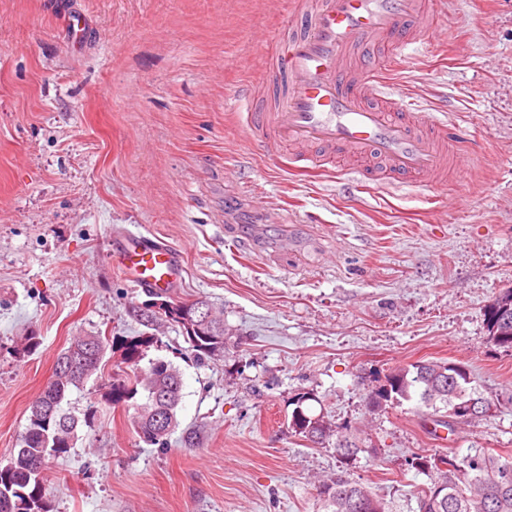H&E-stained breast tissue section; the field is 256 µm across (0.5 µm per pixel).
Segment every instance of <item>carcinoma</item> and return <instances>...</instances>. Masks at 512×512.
I'll use <instances>...</instances> for the list:
<instances>
[{
    "label": "carcinoma",
    "instance_id": "obj_1",
    "mask_svg": "<svg viewBox=\"0 0 512 512\" xmlns=\"http://www.w3.org/2000/svg\"><path fill=\"white\" fill-rule=\"evenodd\" d=\"M152 300L140 308L141 322L152 326L160 320L178 325L185 332L188 349L201 361L224 351V319L214 317L203 333H192L185 315L197 306L206 309L210 304L196 300L191 304L174 302L167 296L146 289ZM489 342L506 351L512 350V317H497L494 305L486 309ZM151 338L138 339L125 346L124 362L138 368L144 359V347ZM107 340L90 332L70 344L57 357L51 380L30 406L22 434L23 443L5 465H0V512H52L47 498L42 470L46 456L61 455L70 449L69 442L77 435L78 427L91 426L94 411L86 409L79 417L62 406L72 389H80L88 378L100 368ZM75 359L84 361L83 367L73 370L66 363ZM454 376H448V372ZM163 382L169 398L165 412L172 422V429L156 437L152 422V391ZM181 379L178 370L169 362L156 359L144 373H133L108 382L105 400L114 406L130 404L133 413L130 423L141 441L160 448L168 447L173 429L178 426L177 409L181 400ZM389 394L392 400L380 404L375 395ZM307 394L294 399L288 427L305 440L322 445L335 438L339 455L349 461L364 451L365 438L358 429L349 425L332 427L322 416L309 414L303 408ZM416 401L418 408H426L435 426L453 433L446 417L459 402L473 401L483 412L497 410L501 402L492 401L474 385L471 371L463 362L451 360H424L395 368L376 379V385L367 395V407L383 411L403 401ZM439 454L413 453L405 459L408 470L417 473H434L430 485L417 492V512H512V456L493 454L483 448L469 450L465 455H449L454 463L446 470L435 466ZM319 512H387L386 502L379 498L368 484L338 476L323 480L317 487Z\"/></svg>",
    "mask_w": 512,
    "mask_h": 512
}]
</instances>
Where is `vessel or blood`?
I'll use <instances>...</instances> for the list:
<instances>
[{"label": "vessel or blood", "instance_id": "vessel-or-blood-1", "mask_svg": "<svg viewBox=\"0 0 512 512\" xmlns=\"http://www.w3.org/2000/svg\"><path fill=\"white\" fill-rule=\"evenodd\" d=\"M434 0H293V21L269 69L282 93L272 109L247 112L272 153L298 168H346L359 182L405 185L465 177L472 154L451 123L405 103L383 77L429 30ZM125 277L169 293L182 278L179 253L142 234L120 240Z\"/></svg>", "mask_w": 512, "mask_h": 512}]
</instances>
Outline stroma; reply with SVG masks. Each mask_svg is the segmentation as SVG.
Here are the masks:
<instances>
[{
    "label": "stroma",
    "mask_w": 512,
    "mask_h": 512,
    "mask_svg": "<svg viewBox=\"0 0 512 512\" xmlns=\"http://www.w3.org/2000/svg\"><path fill=\"white\" fill-rule=\"evenodd\" d=\"M81 17L84 36L70 37ZM290 13L267 0H0V463L60 352L93 331L103 363L66 407L97 409L47 457L52 512H317L320 480L367 483L417 512L414 452L512 455V352L486 306L512 286V0H446L439 37L388 77L458 125L463 181L360 186L290 170L238 114L269 76ZM132 230L180 252L173 296L224 313V351L187 354L180 327L133 315L147 295L120 266ZM38 336L30 355L23 336ZM181 374L167 448L139 441L105 385L123 348ZM466 363L505 405L436 442L415 402L369 413L376 376L420 360ZM363 430L378 455L344 463L288 427L296 395Z\"/></svg>",
    "instance_id": "35a3bbf8"
}]
</instances>
